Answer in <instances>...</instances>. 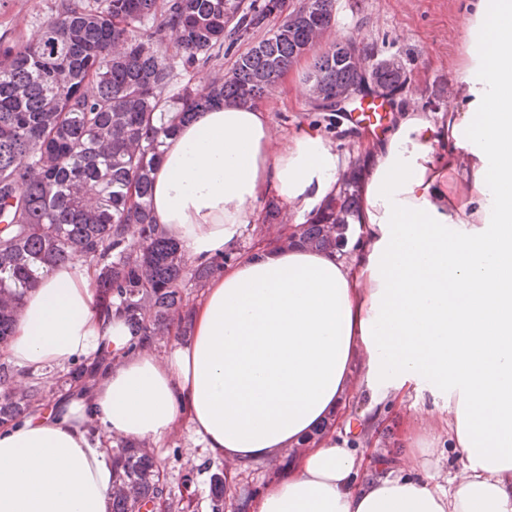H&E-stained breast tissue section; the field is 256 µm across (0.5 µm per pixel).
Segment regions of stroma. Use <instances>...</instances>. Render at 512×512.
I'll return each mask as SVG.
<instances>
[{"label": "stroma", "mask_w": 512, "mask_h": 512, "mask_svg": "<svg viewBox=\"0 0 512 512\" xmlns=\"http://www.w3.org/2000/svg\"><path fill=\"white\" fill-rule=\"evenodd\" d=\"M301 2L280 0V10L269 16L264 26L239 38L225 37L217 58L180 72L177 83L189 81L203 86L224 76L242 54L267 37ZM59 3L60 0H0V36L35 39L43 21ZM462 4L463 0H335L334 22L326 43L317 44L305 59L314 61L326 44L335 43L337 32H345L372 59L394 60L404 66L410 84L395 98L394 108L413 101L425 111H440L458 79L457 17ZM263 104L271 110L275 133L301 124L318 125L349 159L361 156L367 130L348 121L346 114L316 111L309 98L287 94L280 85ZM167 446L169 452L162 465L168 489L179 493L184 477H192L197 512H210V478L220 467V460L208 457L204 448L194 444L191 431L183 422L169 435ZM195 457L202 459V466H192Z\"/></svg>", "instance_id": "35a3bbf8"}]
</instances>
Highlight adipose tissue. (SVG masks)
I'll return each mask as SVG.
<instances>
[{"instance_id": "obj_1", "label": "adipose tissue", "mask_w": 512, "mask_h": 512, "mask_svg": "<svg viewBox=\"0 0 512 512\" xmlns=\"http://www.w3.org/2000/svg\"><path fill=\"white\" fill-rule=\"evenodd\" d=\"M448 109L399 110L368 135L359 223L344 252L273 242L227 264L193 304L189 340L127 353L123 316L96 309L81 258L29 289L0 358L13 383L117 354L92 389L0 426V512H111L116 439L154 451L178 421L214 457L296 463L256 512H512V0H466ZM346 154L314 125L272 141L270 112L233 102L167 137L153 220L207 261L256 224L266 198L299 217L338 189ZM361 388L379 419L411 391L437 415L408 419L398 468L366 476L340 418ZM461 470L420 475L418 432Z\"/></svg>"}]
</instances>
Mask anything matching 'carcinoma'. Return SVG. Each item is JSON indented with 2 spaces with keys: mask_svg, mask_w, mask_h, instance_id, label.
<instances>
[{
  "mask_svg": "<svg viewBox=\"0 0 512 512\" xmlns=\"http://www.w3.org/2000/svg\"><path fill=\"white\" fill-rule=\"evenodd\" d=\"M243 0H62L37 38H0V344L11 336L25 291L56 264L83 258L98 269L97 305L117 312L133 339L127 351L158 346L171 326L190 332L187 287L202 288L225 264L258 246L236 244L210 261L190 262L151 215L153 173L164 140L192 109L231 100L254 105L331 27L335 0H304L269 37L241 56L229 75L169 96L176 65L161 51L172 40L189 68L212 59L233 27H260L278 0L249 9ZM383 87L399 69L377 68ZM327 96L360 78L331 46L311 73ZM360 166L343 173L338 194L299 232L273 241L341 252L360 206ZM116 360L108 350L80 362L67 378L95 379ZM0 365V423L17 422L49 402L58 382L16 389ZM228 462L211 475V512H224ZM157 459L140 446L112 447V512H194L190 480L175 496L159 481Z\"/></svg>",
  "mask_w": 512,
  "mask_h": 512,
  "instance_id": "carcinoma-1",
  "label": "carcinoma"
}]
</instances>
